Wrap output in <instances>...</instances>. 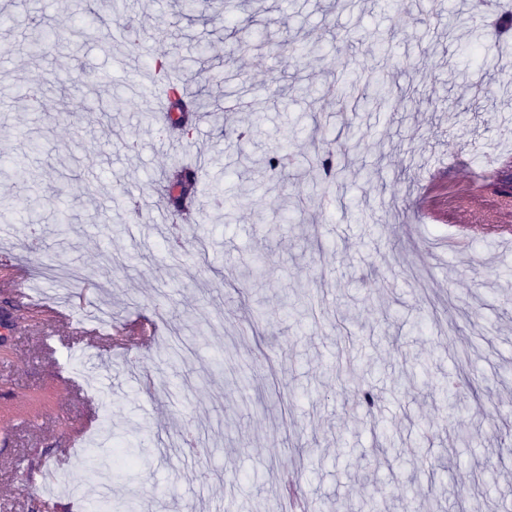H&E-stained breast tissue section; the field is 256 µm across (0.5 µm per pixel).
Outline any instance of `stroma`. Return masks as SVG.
Returning a JSON list of instances; mask_svg holds the SVG:
<instances>
[{
    "label": "stroma",
    "mask_w": 512,
    "mask_h": 512,
    "mask_svg": "<svg viewBox=\"0 0 512 512\" xmlns=\"http://www.w3.org/2000/svg\"><path fill=\"white\" fill-rule=\"evenodd\" d=\"M0 143L27 154L31 190L0 180V199L42 203L41 248L29 270H77L72 309L85 320L110 305L99 335L29 309L0 269V512H84L81 499L47 502L20 480L47 466L60 482L84 469L60 459L70 430L106 420L112 442L141 449L134 479L99 468L93 496L138 498L140 512H276L283 481L300 477L319 512H512V246L494 240L499 198L457 201L456 185L512 144V26L461 0H127L94 28L64 0H0ZM39 25L61 40L42 57L25 38ZM119 28L165 43L131 56ZM252 49L229 55L235 31ZM211 48L200 57L201 45ZM166 53L170 77L218 104L182 138L155 124L152 101L132 96L130 68ZM387 73L414 87L375 112L340 102L348 72ZM42 85L39 101L16 96ZM345 153L333 182L311 165L316 125ZM188 140L181 159L202 167L184 209L171 213L186 241L130 200L170 192L179 157L161 141ZM38 150H31V142ZM137 142L129 152L128 142ZM287 152V172H253L249 158ZM462 157L437 201L465 249L432 259L448 224L424 220L429 171ZM229 199L216 209L214 197ZM72 217L55 233L58 203ZM296 222L272 237L280 212ZM263 260L261 283L244 264ZM158 323L152 349L117 359L111 335L130 317ZM467 379L456 408L447 379ZM378 399L373 410L362 390Z\"/></svg>",
    "instance_id": "1"
}]
</instances>
